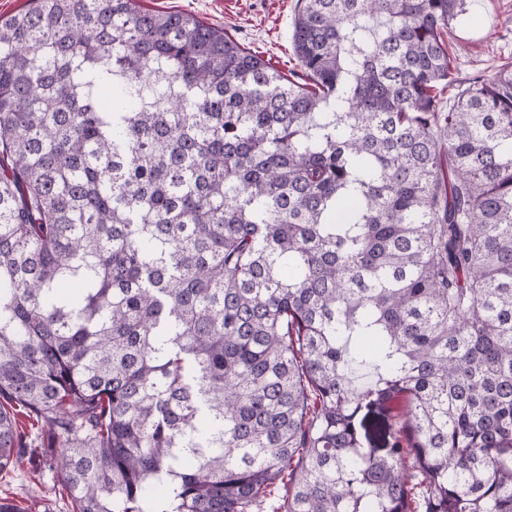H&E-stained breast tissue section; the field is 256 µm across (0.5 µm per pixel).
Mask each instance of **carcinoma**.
I'll return each mask as SVG.
<instances>
[{
	"mask_svg": "<svg viewBox=\"0 0 512 512\" xmlns=\"http://www.w3.org/2000/svg\"><path fill=\"white\" fill-rule=\"evenodd\" d=\"M464 0L0 19V469L74 512H512V68ZM396 419L383 447L373 418ZM143 9L183 11L224 28L240 46L257 52L289 76L301 74L291 32L297 0H136ZM464 9L461 21L444 35L453 77L462 87L512 64V0H465Z\"/></svg>",
	"mask_w": 512,
	"mask_h": 512,
	"instance_id": "cac0c4a2",
	"label": "carcinoma"
}]
</instances>
